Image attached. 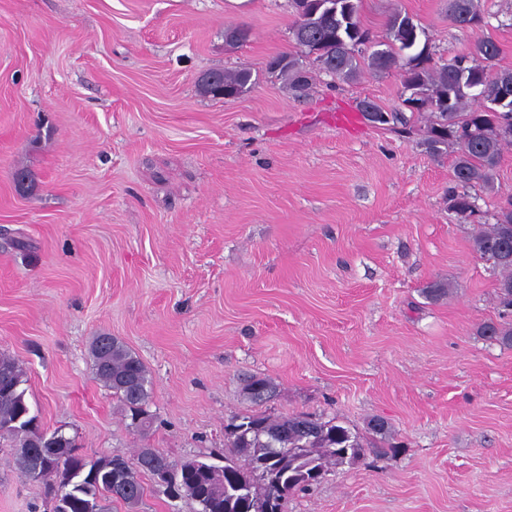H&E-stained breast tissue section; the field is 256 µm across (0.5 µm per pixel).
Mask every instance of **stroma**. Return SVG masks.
Listing matches in <instances>:
<instances>
[{"label":"stroma","mask_w":512,"mask_h":512,"mask_svg":"<svg viewBox=\"0 0 512 512\" xmlns=\"http://www.w3.org/2000/svg\"><path fill=\"white\" fill-rule=\"evenodd\" d=\"M480 10L460 27L448 0H362L360 19L379 41L408 15L445 58L489 38L512 68V0ZM293 21L291 0H0V353L42 427L92 457L217 463L225 425L257 411L377 417L399 449H365L286 512H512V348L477 333L499 274L471 248L512 198V146L461 218L425 118L401 135L358 112L403 110L397 72L318 73L300 98L267 73L300 53ZM239 67L249 93L200 94ZM100 334L149 371L148 437L94 377ZM252 374L274 400L246 398ZM44 509L0 446V512ZM223 85L224 98H238L247 94L255 84L253 72L247 67L235 70H213L205 73L198 82L200 92L207 96L216 97L213 82Z\"/></svg>","instance_id":"35a3bbf8"}]
</instances>
